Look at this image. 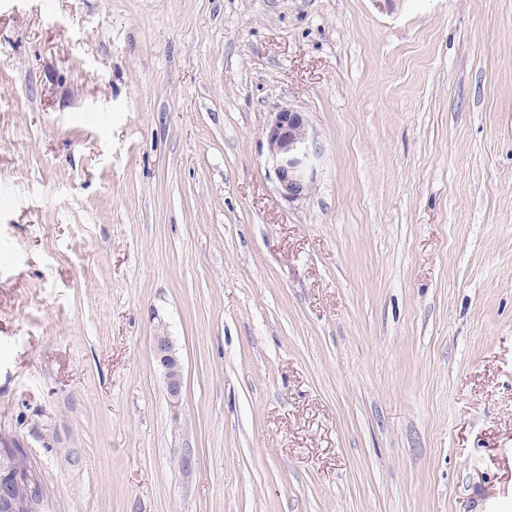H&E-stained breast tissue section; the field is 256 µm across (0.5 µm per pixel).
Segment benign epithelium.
Segmentation results:
<instances>
[{"label": "benign epithelium", "instance_id": "1", "mask_svg": "<svg viewBox=\"0 0 512 512\" xmlns=\"http://www.w3.org/2000/svg\"><path fill=\"white\" fill-rule=\"evenodd\" d=\"M265 137L268 158L282 196L291 202L302 199L312 188L313 162L320 153L304 113L290 107L276 108ZM154 353L164 371L169 398L177 404L182 396L183 377L168 336L154 337Z\"/></svg>", "mask_w": 512, "mask_h": 512}]
</instances>
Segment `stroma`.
<instances>
[{
    "label": "stroma",
    "instance_id": "1",
    "mask_svg": "<svg viewBox=\"0 0 512 512\" xmlns=\"http://www.w3.org/2000/svg\"><path fill=\"white\" fill-rule=\"evenodd\" d=\"M2 246L48 512H512V0H0ZM265 130L268 158L282 196L302 199L312 188L313 162L320 148L309 133L303 112L278 107ZM154 353L158 365L164 371L169 398L174 404H178L182 396L183 377L169 336L160 334L154 337Z\"/></svg>",
    "mask_w": 512,
    "mask_h": 512
}]
</instances>
